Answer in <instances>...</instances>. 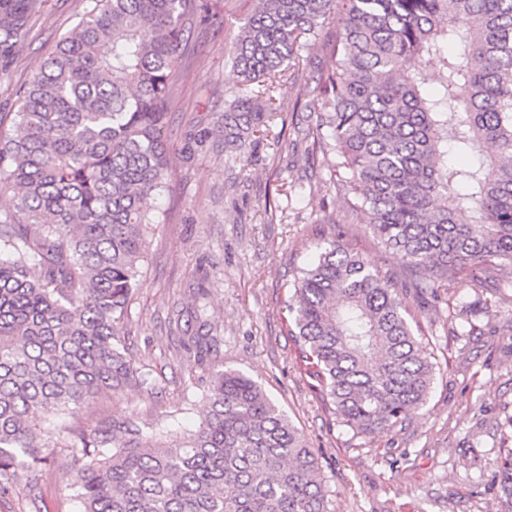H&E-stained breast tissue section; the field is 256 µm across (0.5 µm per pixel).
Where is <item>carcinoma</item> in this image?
Segmentation results:
<instances>
[{
    "mask_svg": "<svg viewBox=\"0 0 512 512\" xmlns=\"http://www.w3.org/2000/svg\"><path fill=\"white\" fill-rule=\"evenodd\" d=\"M44 0H0V58ZM195 0H91L0 132V491L35 480L58 444L38 433L145 378L121 345L168 175L164 135ZM336 14L305 132L338 158L333 186L403 275L333 239L298 269L291 335L322 401L355 435L387 431L434 383L409 293L476 267L512 282V0H256L229 54L270 81ZM112 42L108 52L101 45ZM419 58L409 71L404 60ZM268 84L224 106V153L246 162L286 121ZM204 311L189 347L210 353ZM210 409L175 439L107 418L70 433L79 512H328L319 458L247 374L214 364ZM512 499V448L500 469Z\"/></svg>",
    "mask_w": 512,
    "mask_h": 512,
    "instance_id": "1",
    "label": "carcinoma"
}]
</instances>
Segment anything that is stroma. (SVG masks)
Returning a JSON list of instances; mask_svg holds the SVG:
<instances>
[{
  "label": "stroma",
  "instance_id": "stroma-1",
  "mask_svg": "<svg viewBox=\"0 0 512 512\" xmlns=\"http://www.w3.org/2000/svg\"><path fill=\"white\" fill-rule=\"evenodd\" d=\"M203 2L210 18L195 15L186 26V57L165 127L167 184L153 198L165 221L155 227L126 319L124 342L148 382L103 396L75 416L42 422V433L61 439L67 428H90L111 416L136 422L148 436L195 429L208 403L197 383L203 369L183 338L186 319L202 302L217 338V361L259 382L317 451L329 512H512L495 477L501 448L512 444L506 424L512 416V283L475 289L473 279L490 276L478 268L473 279L449 284L440 299L410 296L437 364L427 404L409 424L383 433L356 437L340 426L288 332V283L338 231L371 264L397 273L403 261L360 217L347 215L342 195L329 185L327 158L306 155L304 142L287 151L269 134L244 169L225 156L224 102L242 84L225 50L254 2ZM88 4L45 0L29 40L0 60V127L12 126L18 89ZM334 31V20H326L320 40L291 69L294 82L283 96L299 99V117L321 109L314 87ZM269 206L282 209L283 221L268 223ZM326 211L344 216L341 228L320 223ZM457 298L476 303V335H464L460 320L449 317L448 303ZM487 298L493 311L481 307ZM71 475L69 459L57 453L32 486L0 494V512H77L67 489Z\"/></svg>",
  "mask_w": 512,
  "mask_h": 512
}]
</instances>
